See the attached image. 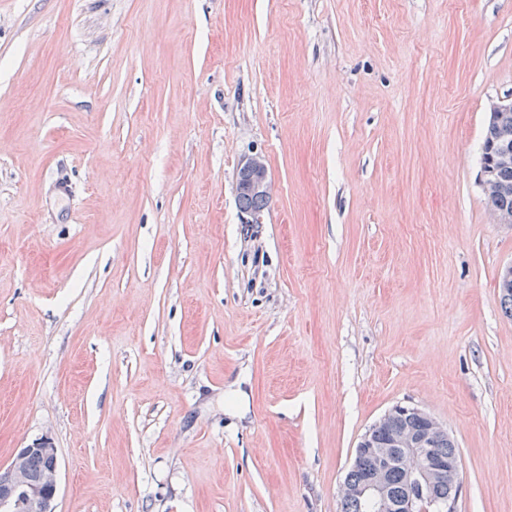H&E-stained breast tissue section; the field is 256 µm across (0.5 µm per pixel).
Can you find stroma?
Wrapping results in <instances>:
<instances>
[{"label": "stroma", "instance_id": "obj_1", "mask_svg": "<svg viewBox=\"0 0 512 512\" xmlns=\"http://www.w3.org/2000/svg\"><path fill=\"white\" fill-rule=\"evenodd\" d=\"M509 95L512 0H0V464L51 435L56 512H340L409 404L455 512H512ZM490 119L493 122L488 123L484 134V145H489L495 142L498 137V124L494 122H501L508 115L512 113V95L506 99L492 102L488 109ZM484 153L490 157H498L504 162H510L512 159V126L509 121H506L500 128L498 141L495 145L487 146L484 148ZM236 191L237 194L258 195H241L237 198V201L240 211H248L244 212L246 214L244 223H259L261 212L251 211L265 209L268 201L262 197L270 198L271 194V184L268 178L267 166L261 156H252L246 159L240 166ZM492 176L493 173L491 172L490 165L484 163L481 168L480 186L489 206L490 213L495 223L509 224L511 226L512 215L509 214H512V163L507 167H500L497 170L496 178L502 185L503 190L496 196L494 204L495 184Z\"/></svg>", "mask_w": 512, "mask_h": 512}]
</instances>
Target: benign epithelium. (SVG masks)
Listing matches in <instances>:
<instances>
[{
    "instance_id": "obj_1",
    "label": "benign epithelium",
    "mask_w": 512,
    "mask_h": 512,
    "mask_svg": "<svg viewBox=\"0 0 512 512\" xmlns=\"http://www.w3.org/2000/svg\"><path fill=\"white\" fill-rule=\"evenodd\" d=\"M490 119L500 122L496 144L484 148V153L504 162L512 160V123L504 118L512 114V95L489 105ZM480 186L495 223L512 224V215L499 212L494 204L495 184L490 165L481 168ZM236 191L239 194L270 197L271 184L264 159L258 155L245 160L238 171ZM416 417L424 424L419 431L406 419ZM400 421L396 431L381 439L378 430L389 420ZM451 439L448 429L434 417L412 406L397 404L362 436L356 450L353 467L362 465L365 458L371 464L365 468L363 479L353 484L345 482L341 498L354 499L367 512H455L459 487V456L443 459L437 446ZM32 456L43 458L38 473L29 469ZM59 459L52 439L41 436L18 449L9 465L0 466V512H56L57 474ZM400 471L407 484L404 495L395 496L390 481L392 471ZM448 473V497L437 499L430 487L437 477Z\"/></svg>"
}]
</instances>
